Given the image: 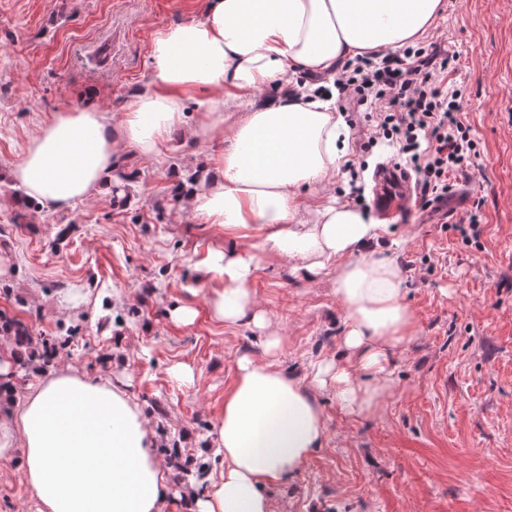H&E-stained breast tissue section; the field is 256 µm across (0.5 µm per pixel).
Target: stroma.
<instances>
[{
    "label": "stroma",
    "mask_w": 512,
    "mask_h": 512,
    "mask_svg": "<svg viewBox=\"0 0 512 512\" xmlns=\"http://www.w3.org/2000/svg\"><path fill=\"white\" fill-rule=\"evenodd\" d=\"M425 38L458 57L478 145L474 181L454 180L449 206L409 205L376 243L402 277L419 333L388 366L381 415L346 413L319 393L327 443L289 483L277 512H512V0H446ZM204 0H0V314L35 336L78 330L61 368L126 392L161 442L221 467L210 448L215 410L245 353L264 359L260 335L214 319L195 264L235 240L185 209L172 185L193 165L179 134L158 156L127 150L138 172L125 205L93 198L63 209L19 199L8 176L53 115L85 90L108 123L149 89L157 30L198 17ZM483 221L463 235L471 210ZM295 262L260 263L250 288L283 336L276 360L297 375L335 360L345 310L334 269L310 280ZM195 310L175 322L176 308ZM191 369L181 382L176 365ZM16 462L0 460V512H33Z\"/></svg>",
    "instance_id": "35a3bbf8"
}]
</instances>
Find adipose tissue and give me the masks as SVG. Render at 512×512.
<instances>
[{
	"label": "adipose tissue",
	"mask_w": 512,
	"mask_h": 512,
	"mask_svg": "<svg viewBox=\"0 0 512 512\" xmlns=\"http://www.w3.org/2000/svg\"><path fill=\"white\" fill-rule=\"evenodd\" d=\"M445 8V0H206L198 18L153 35L151 88L117 123L91 105L56 112L12 170L28 201L60 209L107 194L122 150L154 157L178 130L216 144L178 191L202 223L247 244L206 250L197 280L214 317L251 325L270 353L282 338L250 289L260 262L295 259L310 275L335 262L348 362L316 364L304 380L276 361L240 357L211 440L224 467L196 496L195 512H274L271 487L326 443L317 392L331 388L346 412L363 414L378 412L391 390L388 357L417 335V323L394 261L363 253L384 225L333 197L308 201L344 161L346 126L335 97L295 88L288 75L334 79L340 62L418 41ZM269 86L274 95L256 98ZM215 89L219 103L186 121L185 100ZM157 443L123 390L69 368L46 374L0 416V459H17L35 512H165Z\"/></svg>",
	"instance_id": "obj_1"
}]
</instances>
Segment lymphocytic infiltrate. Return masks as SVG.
Segmentation results:
<instances>
[{
    "instance_id": "lymphocytic-infiltrate-1",
    "label": "lymphocytic infiltrate",
    "mask_w": 512,
    "mask_h": 512,
    "mask_svg": "<svg viewBox=\"0 0 512 512\" xmlns=\"http://www.w3.org/2000/svg\"><path fill=\"white\" fill-rule=\"evenodd\" d=\"M456 60L433 46L407 47L345 62L336 79L352 111L374 113L369 143L392 142L415 172L424 209L447 200L451 179L473 180L479 156L452 77Z\"/></svg>"
}]
</instances>
